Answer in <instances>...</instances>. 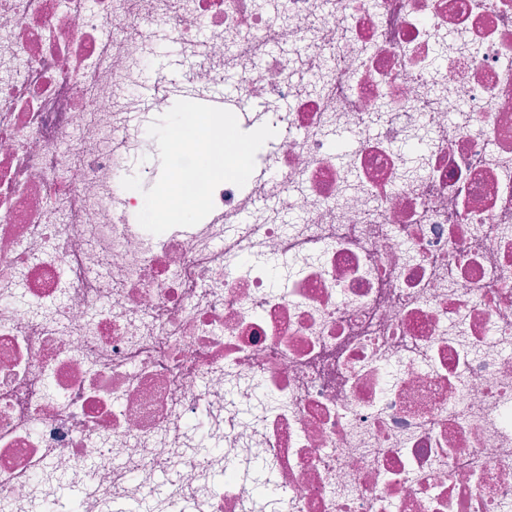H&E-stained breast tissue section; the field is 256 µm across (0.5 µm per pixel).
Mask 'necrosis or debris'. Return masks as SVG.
Here are the masks:
<instances>
[{"mask_svg": "<svg viewBox=\"0 0 512 512\" xmlns=\"http://www.w3.org/2000/svg\"><path fill=\"white\" fill-rule=\"evenodd\" d=\"M227 82L283 136L147 232ZM133 505L512 512V0H0V512Z\"/></svg>", "mask_w": 512, "mask_h": 512, "instance_id": "necrosis-or-debris-1", "label": "necrosis or debris"}]
</instances>
